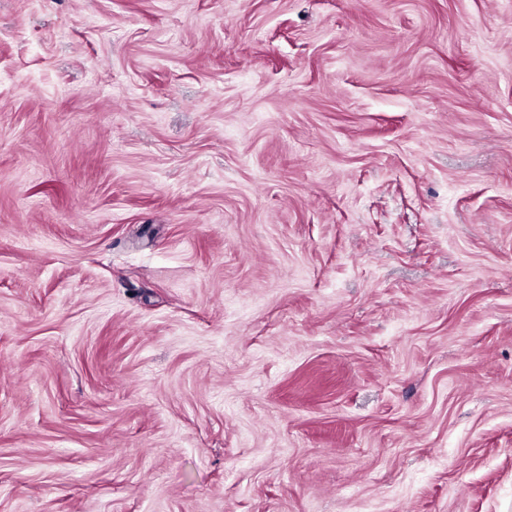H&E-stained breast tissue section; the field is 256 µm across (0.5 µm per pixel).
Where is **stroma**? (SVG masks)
<instances>
[{
	"mask_svg": "<svg viewBox=\"0 0 512 512\" xmlns=\"http://www.w3.org/2000/svg\"><path fill=\"white\" fill-rule=\"evenodd\" d=\"M0 512H512V0H0Z\"/></svg>",
	"mask_w": 512,
	"mask_h": 512,
	"instance_id": "1",
	"label": "stroma"
}]
</instances>
